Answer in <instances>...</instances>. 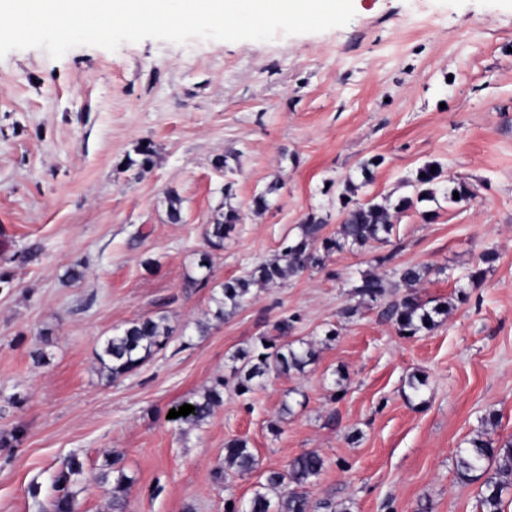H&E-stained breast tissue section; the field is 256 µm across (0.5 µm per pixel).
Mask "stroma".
Returning <instances> with one entry per match:
<instances>
[{
    "mask_svg": "<svg viewBox=\"0 0 512 512\" xmlns=\"http://www.w3.org/2000/svg\"><path fill=\"white\" fill-rule=\"evenodd\" d=\"M353 4L343 26L270 41L0 58V512H49L73 455L77 512H108L109 456L134 479L127 512L242 510L268 470L309 451L326 460L306 487L314 505L479 512L481 484L457 478L456 453L483 431L512 439V0ZM372 156L382 162L366 184L359 165ZM429 161L471 198L420 203L389 241L210 318L213 286L272 258L308 213L336 232L346 183L360 200L398 198ZM228 204L243 219L202 274L204 228ZM487 249L499 259L473 284L466 274ZM385 254L426 269L423 298L451 302L432 331L401 336L381 307L351 296L348 278ZM191 277L208 283L187 287ZM159 315L167 346L132 374L102 376L104 338ZM291 315L292 338L315 343L317 359L238 396L232 355ZM413 373L427 378L417 396ZM219 376L223 402L207 420L169 418ZM232 438L257 466L219 482Z\"/></svg>",
    "mask_w": 512,
    "mask_h": 512,
    "instance_id": "35a3bbf8",
    "label": "stroma"
}]
</instances>
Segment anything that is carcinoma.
Listing matches in <instances>:
<instances>
[{"label": "carcinoma", "mask_w": 512, "mask_h": 512, "mask_svg": "<svg viewBox=\"0 0 512 512\" xmlns=\"http://www.w3.org/2000/svg\"><path fill=\"white\" fill-rule=\"evenodd\" d=\"M432 166L433 163L428 162L406 178L405 184L412 188V195L395 201L388 196L380 201H360L352 198L355 187L345 185L340 195L344 220L336 233L325 234L327 220L316 213H309L300 225V234L285 241L273 258L260 263L243 276L224 280L220 287L213 289L212 317L222 320L233 314L253 296L252 287L256 285L277 283L306 271L322 270L336 252L388 240L394 232V220L398 215L410 209L416 201L435 200L439 190L444 191L450 202L455 192L461 201L470 196L465 183L445 178L442 167L433 171ZM232 196L233 182L228 181L224 184V212L205 228L208 246L213 250L224 248V238L241 221L239 211L228 203ZM498 259L499 254L495 250L484 251L468 272L469 281H481L485 268L492 267ZM391 274L392 279L389 280L386 275L371 270L360 273L358 278L349 281L351 295L371 306L384 298L387 289L402 288L404 293L400 299L385 308L386 319L401 336L412 337L424 330H432L436 326L434 317L448 313V304L438 303L429 307L423 302L419 288L425 271L418 266L395 265L391 268ZM294 322V315L277 321L257 338L251 348L231 356L239 394L252 392L272 372L277 375L302 373L315 360L313 343L288 339ZM170 336L171 329L164 315L142 317L130 322L106 337L96 352L101 373L114 380L136 372L153 354L167 345ZM223 393L224 379L218 378L191 402L195 411L187 415L186 420L197 424L210 417L214 408L223 401ZM455 467L462 480H482L480 512H503V492L512 486V440L499 443L479 435L469 442V447L459 451ZM82 468V462L76 457L63 464L54 480L57 495L52 501V512H76V492L72 486L82 474ZM255 468L256 458L247 441L235 438L225 443L224 468L215 473V478H224L227 469L244 475ZM324 468V458L314 451L292 458L285 469L271 470L266 475L265 488L278 492L277 501H272L267 493L257 491L243 512H314V506L303 488L318 477ZM100 479L109 485L110 512H126L128 489L133 479L117 459L106 462Z\"/></svg>", "instance_id": "obj_1"}]
</instances>
